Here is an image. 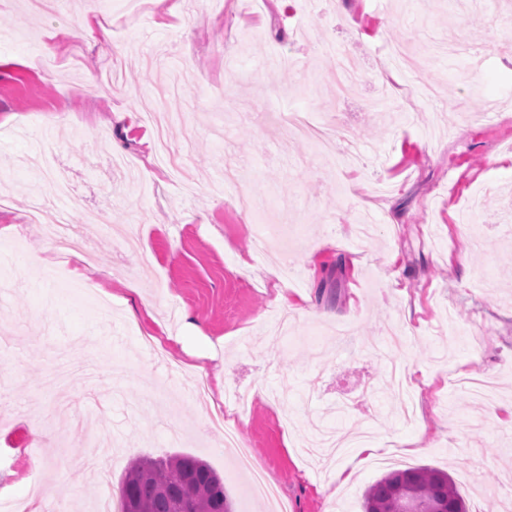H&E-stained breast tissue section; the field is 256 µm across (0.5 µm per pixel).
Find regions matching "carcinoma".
Segmentation results:
<instances>
[{"label": "carcinoma", "instance_id": "obj_1", "mask_svg": "<svg viewBox=\"0 0 512 512\" xmlns=\"http://www.w3.org/2000/svg\"><path fill=\"white\" fill-rule=\"evenodd\" d=\"M121 512H232L224 482L203 460L187 453L129 463L121 481ZM416 498L444 512H466L451 476L439 469H397L369 485L364 512H402L404 501Z\"/></svg>", "mask_w": 512, "mask_h": 512}]
</instances>
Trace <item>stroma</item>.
Listing matches in <instances>:
<instances>
[{"instance_id":"stroma-1","label":"stroma","mask_w":512,"mask_h":512,"mask_svg":"<svg viewBox=\"0 0 512 512\" xmlns=\"http://www.w3.org/2000/svg\"><path fill=\"white\" fill-rule=\"evenodd\" d=\"M94 14L109 45L78 38L43 71L46 29ZM512 0H195L170 25L149 4L67 0L34 14L0 0V196L16 231L0 238V491L49 512H91L120 499L138 456L191 453L224 479L235 512H270L205 433L217 402L277 483L288 512H362L388 470L448 471L468 512L512 505ZM360 77L334 93L336 50ZM111 72L92 93L86 71ZM179 77L167 111L186 166L175 176L141 127L151 93ZM132 113L134 123L115 121ZM306 112L355 133L367 166H326L315 147L283 141L277 117ZM241 167L260 208L240 214L224 192ZM69 195L29 223L46 170ZM151 178H144V171ZM76 221L94 273L60 282L46 235L58 208ZM278 227L266 251L256 233ZM302 298L288 336L277 290ZM153 300L157 323L133 320ZM194 326H186V317ZM185 336L189 353H151L144 334ZM222 367L211 397L192 366ZM462 377L495 383L476 406ZM392 447L388 466L311 456L319 428ZM42 443L39 459L27 450ZM355 480L326 492L337 469Z\"/></svg>"}]
</instances>
